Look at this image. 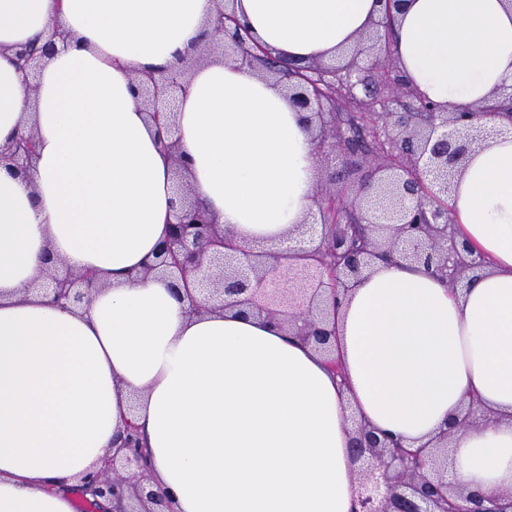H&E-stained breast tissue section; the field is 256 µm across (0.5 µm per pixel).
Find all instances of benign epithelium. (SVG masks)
I'll use <instances>...</instances> for the list:
<instances>
[{"instance_id": "7a95c632", "label": "benign epithelium", "mask_w": 512, "mask_h": 512, "mask_svg": "<svg viewBox=\"0 0 512 512\" xmlns=\"http://www.w3.org/2000/svg\"><path fill=\"white\" fill-rule=\"evenodd\" d=\"M380 15L353 50L328 67L321 59L296 67L242 35L232 11L234 0H220L209 24L207 44L181 66L144 76L134 75L137 98L156 127L174 177L175 221L143 277L165 275L179 298L196 314L234 310L236 314L282 321L288 330L325 357L340 375L337 352L338 311L374 260L398 257L438 272L455 286L484 267L466 244L450 231L454 183L476 145L494 131L501 113L495 104L453 112L429 104L404 79L392 47L379 39L383 23L401 0H377ZM54 30L38 48L15 52L18 69L30 78L57 52ZM220 45L228 58L258 69L279 87L296 111L318 161L330 154L344 157V169L320 173L313 204L302 224L275 248L240 247L223 226L191 195L175 135L172 101L187 91L188 74ZM360 113L382 143L361 148L345 135L341 112ZM32 130L0 147V161L27 171L35 158ZM361 235L362 246L350 241ZM49 294L66 307L92 302L101 287L93 272L79 271L47 252L43 257ZM477 403L469 402L445 427L418 448H404L392 436L365 421H354L348 452L360 463L354 484V512H512V495L494 509L479 493L448 483V438L474 424ZM82 486L97 508L111 512H174L169 496L153 485L137 425L130 421L112 441L96 471Z\"/></svg>"}]
</instances>
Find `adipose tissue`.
Wrapping results in <instances>:
<instances>
[{"instance_id":"1","label":"adipose tissue","mask_w":512,"mask_h":512,"mask_svg":"<svg viewBox=\"0 0 512 512\" xmlns=\"http://www.w3.org/2000/svg\"><path fill=\"white\" fill-rule=\"evenodd\" d=\"M259 42L308 61L352 44L377 0H235ZM216 0H0V144L34 123L36 162L0 166V512H75L81 478L132 421L175 512H352L347 410L410 448L470 397L448 477L512 491V125L472 154L454 235L488 262L455 291L376 262L340 309L343 376L278 323L193 315L141 278L174 220L169 157L131 77L193 55ZM68 32L30 95L16 49ZM395 53L411 85L463 111L512 86V0H405ZM178 102L195 198L237 243H278L317 183L314 145L279 88L222 58ZM53 251L108 286L64 308L24 292Z\"/></svg>"}]
</instances>
